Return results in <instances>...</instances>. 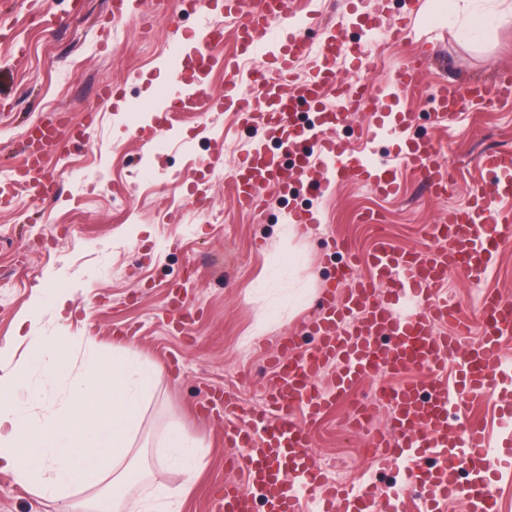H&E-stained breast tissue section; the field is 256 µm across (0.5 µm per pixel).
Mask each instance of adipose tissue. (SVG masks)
<instances>
[{"label":"adipose tissue","mask_w":512,"mask_h":512,"mask_svg":"<svg viewBox=\"0 0 512 512\" xmlns=\"http://www.w3.org/2000/svg\"><path fill=\"white\" fill-rule=\"evenodd\" d=\"M25 322L39 355L36 371L58 385L64 399L50 417H33L15 397L17 386L30 381L32 372L0 370V467L53 500L77 487L105 485L107 495L92 503L93 512H173L169 495L157 494L148 503L130 493L141 475L131 454L134 437L161 367L143 364L128 351L110 359L91 353L77 366L67 339L41 335L39 310H32ZM167 448L168 461L180 468L186 482H193L204 464L201 443L176 429Z\"/></svg>","instance_id":"1"}]
</instances>
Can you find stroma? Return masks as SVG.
Wrapping results in <instances>:
<instances>
[{
    "instance_id": "obj_1",
    "label": "stroma",
    "mask_w": 512,
    "mask_h": 512,
    "mask_svg": "<svg viewBox=\"0 0 512 512\" xmlns=\"http://www.w3.org/2000/svg\"><path fill=\"white\" fill-rule=\"evenodd\" d=\"M0 0V181L19 158L25 131L49 112L66 113L70 124L87 128L85 144L53 160L61 190L51 199L18 193L0 209V341L15 337L6 362L32 368L33 351L18 339L20 320L42 303L44 335L70 336L72 357L88 351L104 357L128 350L163 375L150 397L135 442L149 467L148 485L176 493L181 512H210L217 490L237 480L229 467L231 449L223 441L224 419L201 412L216 392L238 397L247 410L264 404L270 373L263 361L281 337L294 336L298 351L314 339L309 319L322 304L323 290L336 275L344 254L325 244L334 235L358 253L371 241L362 214L378 215L395 245L420 247L425 225L436 223L444 206H464L472 190L489 186L475 159L487 149L512 150V103L464 106L457 125L437 129L429 92L472 81L492 82L512 71V17L483 28L465 29L448 18V0H382L383 27L400 18L412 29L394 42L373 41L349 0H297L301 13L316 14L319 24L306 36L319 43L324 27L343 21L346 40L367 43L376 64L366 73L372 87L391 71L424 55L420 90L400 93L379 113L353 112L335 135L348 150L396 157L405 138H432L447 148L454 183L446 202L420 195L410 173L398 174L400 197L372 194L368 187L337 184L323 195L310 186L288 194L263 189L260 212L239 207L225 180L239 155L251 146L275 150L274 141L240 125L224 111L226 78L221 64L236 50L235 27L224 20V0H185L172 17L165 0ZM223 27L222 47L210 75L195 67L199 30ZM179 66L186 82L203 83L205 98L183 108V120L158 127L156 107L175 98L169 78ZM145 103L129 109L131 99ZM408 116L404 137L372 136L377 122L393 126ZM154 141L144 144L143 134ZM223 151H216V140ZM151 169L152 180L141 177ZM203 198L197 207L195 198ZM305 209L324 218L323 233L288 231V212ZM261 250H253V242ZM181 284L197 315L191 333L174 330L166 301L171 285ZM66 290L64 313L53 293ZM512 302V240L504 242L488 278L479 284L449 271L450 299L470 308L486 292ZM133 336L116 335L117 327ZM348 402L336 404L315 428L313 451L328 478L346 483L362 477L373 493L402 486L403 464L381 470L361 455L362 433L346 430ZM182 427L206 449L205 464L194 485L163 463L159 443L170 427ZM85 489L64 501L39 496L0 469V512H76L97 497Z\"/></svg>"
}]
</instances>
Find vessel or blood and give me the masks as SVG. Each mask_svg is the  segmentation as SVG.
Returning a JSON list of instances; mask_svg holds the SVG:
<instances>
[{
  "mask_svg": "<svg viewBox=\"0 0 512 512\" xmlns=\"http://www.w3.org/2000/svg\"><path fill=\"white\" fill-rule=\"evenodd\" d=\"M224 14L238 20V56L224 62L231 77L239 70V57L252 55L272 27L282 31L267 48L266 66L256 71L257 97L234 89L224 97L225 109L237 112L243 125L261 129L282 145L278 155L251 148L237 163L232 189L241 207L260 210V189L285 193L304 175L322 193L340 180L389 194L396 190L399 163L418 175L431 199L446 200L451 175L435 140L409 139L394 163L350 153L335 136L345 114L368 109L382 97L418 90L421 62L395 70L376 90L361 78L343 85L336 77L337 61L361 75L370 66L369 55L364 45L345 41L340 24L334 23L301 78L295 68L307 53L305 31L313 19L298 13L295 0H224ZM331 91L337 100L333 106L326 102ZM491 93L512 100V73H499L490 90L479 82L459 92L440 89L434 110L441 128L454 124L464 104H484ZM86 137V130L70 129L62 112L27 129L24 164L14 181L0 185V204L10 205L21 190L42 199L54 196L50 157ZM476 163L490 176L489 188H476L465 207L445 209L438 223L427 225L420 248L399 249L386 230H378L366 258L369 276H358L359 260L344 240L327 239L328 247L347 258L308 323L316 344L299 354L294 337L281 338L270 358L261 409L243 411L229 397L213 405L224 414V445L237 449L231 463L241 478L216 493L212 512H258V493L264 503L259 512H298L302 493L310 488L322 489L328 502L323 512H333L331 504L337 500L343 512H391V494L376 497L351 487L339 491L322 476L310 427L339 400L352 402L358 421L378 408L387 410L389 430L371 433L368 443L378 462H411L407 479L420 494L419 512H434V504L450 496L463 499L468 512H497L492 475L501 457L491 454L481 425L460 418L459 412L467 397L484 395L495 398L512 419V368L500 356L501 342L512 337V305L489 293L467 311L449 300L444 289L452 269L482 282L503 240L512 236L498 207L500 201L512 200V150H486ZM475 329L480 340L463 347L464 336ZM453 357L458 378L451 382L445 371ZM328 370L333 376L326 384L322 376ZM408 371L414 379L391 384V377ZM371 376L376 379L371 394L357 400L361 381Z\"/></svg>",
  "mask_w": 512,
  "mask_h": 512,
  "instance_id": "obj_1",
  "label": "vessel or blood"
}]
</instances>
